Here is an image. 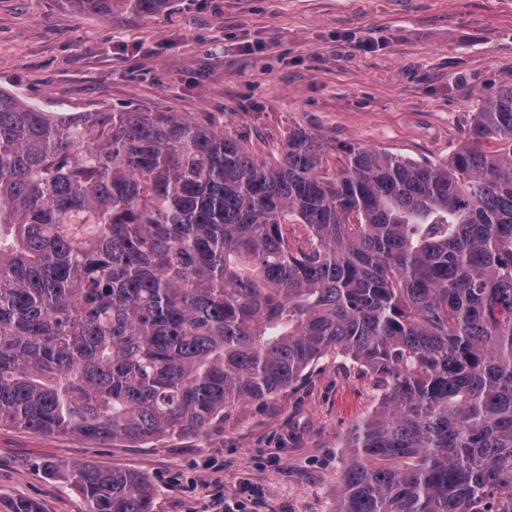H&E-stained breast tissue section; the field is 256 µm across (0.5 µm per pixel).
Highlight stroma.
Wrapping results in <instances>:
<instances>
[{
  "instance_id": "obj_1",
  "label": "stroma",
  "mask_w": 512,
  "mask_h": 512,
  "mask_svg": "<svg viewBox=\"0 0 512 512\" xmlns=\"http://www.w3.org/2000/svg\"><path fill=\"white\" fill-rule=\"evenodd\" d=\"M512 79V0H171L152 16L0 0V88L50 112L210 113L259 156L300 128L416 163ZM378 403L335 356L200 436L133 446L0 426V512H85L53 466L135 471L154 512H335L341 443Z\"/></svg>"
}]
</instances>
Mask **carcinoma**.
Segmentation results:
<instances>
[{
    "instance_id": "cac0c4a2",
    "label": "carcinoma",
    "mask_w": 512,
    "mask_h": 512,
    "mask_svg": "<svg viewBox=\"0 0 512 512\" xmlns=\"http://www.w3.org/2000/svg\"><path fill=\"white\" fill-rule=\"evenodd\" d=\"M329 353L380 397L336 512H512V81L431 164L302 129L267 160L205 112L0 90V425L201 435ZM59 475L88 512H153L138 473Z\"/></svg>"
}]
</instances>
